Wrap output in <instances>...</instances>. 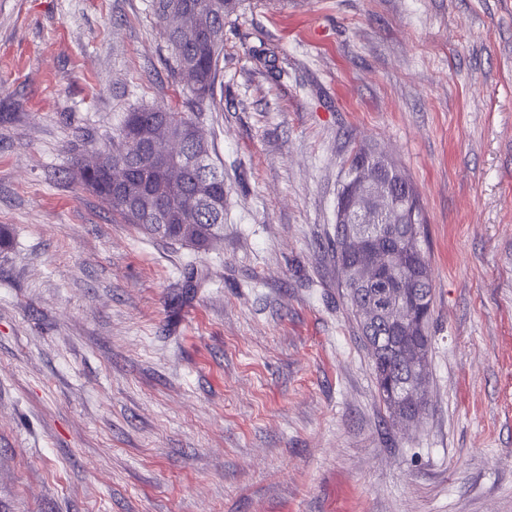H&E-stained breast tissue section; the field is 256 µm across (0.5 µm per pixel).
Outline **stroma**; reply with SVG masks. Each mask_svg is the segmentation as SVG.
Wrapping results in <instances>:
<instances>
[{
  "label": "stroma",
  "mask_w": 512,
  "mask_h": 512,
  "mask_svg": "<svg viewBox=\"0 0 512 512\" xmlns=\"http://www.w3.org/2000/svg\"><path fill=\"white\" fill-rule=\"evenodd\" d=\"M169 56L149 0H0V512H512V0H246L205 252L76 176L131 108L183 109ZM362 145L426 218L406 428L329 247Z\"/></svg>",
  "instance_id": "stroma-1"
}]
</instances>
